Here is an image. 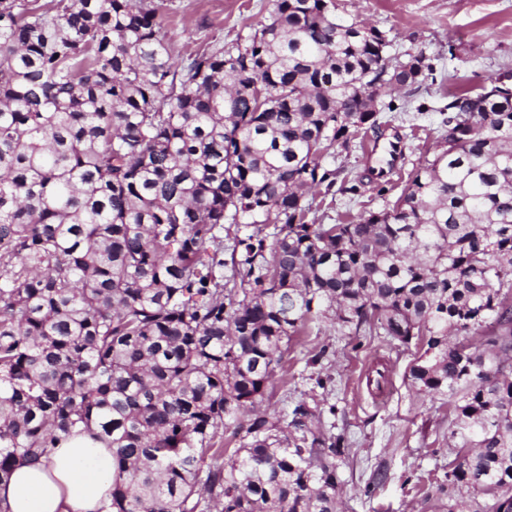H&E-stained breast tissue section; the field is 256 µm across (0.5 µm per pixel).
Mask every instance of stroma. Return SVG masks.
<instances>
[{
  "mask_svg": "<svg viewBox=\"0 0 512 512\" xmlns=\"http://www.w3.org/2000/svg\"><path fill=\"white\" fill-rule=\"evenodd\" d=\"M175 58L205 47L231 46L267 23L271 0H154ZM338 13L385 32L390 65L423 55L427 78L386 93L378 106L379 130H364L359 145L330 160L345 177V190L317 196L311 221L338 224L366 211L384 209L400 194L410 174L437 153L446 135L441 111L452 94L479 91L492 81L512 83V0H335ZM383 134L400 137L401 172L375 179L373 169L388 156L363 154L360 145ZM328 346L321 365H307L309 351ZM286 379H275L265 407L282 411L315 397L332 433L349 442V463L339 497L342 512H422L421 480L447 465L459 438L451 434L454 415L446 401L416 395L405 378L412 353L392 348L380 336H344L328 322L311 323L285 356ZM386 372L388 385L374 400L367 377ZM327 377L316 388L314 375ZM386 482L373 496L366 485L376 470Z\"/></svg>",
  "mask_w": 512,
  "mask_h": 512,
  "instance_id": "obj_1",
  "label": "stroma"
}]
</instances>
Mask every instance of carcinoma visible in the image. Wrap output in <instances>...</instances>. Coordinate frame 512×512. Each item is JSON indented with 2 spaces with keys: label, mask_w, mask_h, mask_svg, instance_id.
<instances>
[{
  "label": "carcinoma",
  "mask_w": 512,
  "mask_h": 512,
  "mask_svg": "<svg viewBox=\"0 0 512 512\" xmlns=\"http://www.w3.org/2000/svg\"><path fill=\"white\" fill-rule=\"evenodd\" d=\"M386 46L333 0H272L177 68L153 0H0V482L77 432L112 449L98 512H338L344 435L262 408L329 319L415 346L410 385L448 399L431 512H512V100L460 91L392 206L307 220L378 126Z\"/></svg>",
  "instance_id": "cac0c4a2"
}]
</instances>
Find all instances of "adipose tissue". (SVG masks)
I'll return each mask as SVG.
<instances>
[{
    "mask_svg": "<svg viewBox=\"0 0 512 512\" xmlns=\"http://www.w3.org/2000/svg\"><path fill=\"white\" fill-rule=\"evenodd\" d=\"M111 486V450L81 434L50 460L16 467L0 484V503L10 512H97Z\"/></svg>",
    "mask_w": 512,
    "mask_h": 512,
    "instance_id": "ef3b65f1",
    "label": "adipose tissue"
}]
</instances>
